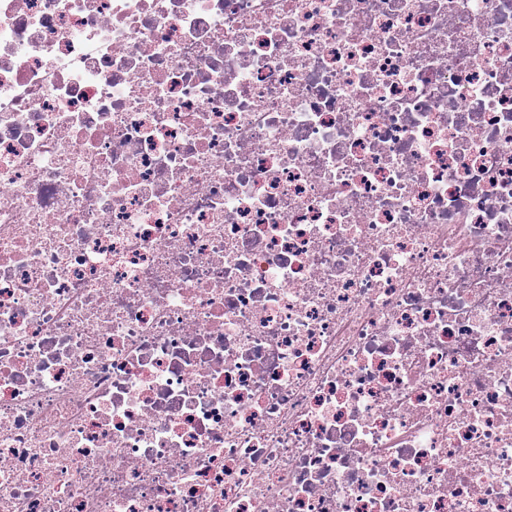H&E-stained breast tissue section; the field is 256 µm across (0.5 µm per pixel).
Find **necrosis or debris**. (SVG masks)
<instances>
[{
  "label": "necrosis or debris",
  "instance_id": "obj_1",
  "mask_svg": "<svg viewBox=\"0 0 512 512\" xmlns=\"http://www.w3.org/2000/svg\"><path fill=\"white\" fill-rule=\"evenodd\" d=\"M0 512H512V0H0Z\"/></svg>",
  "mask_w": 512,
  "mask_h": 512
}]
</instances>
